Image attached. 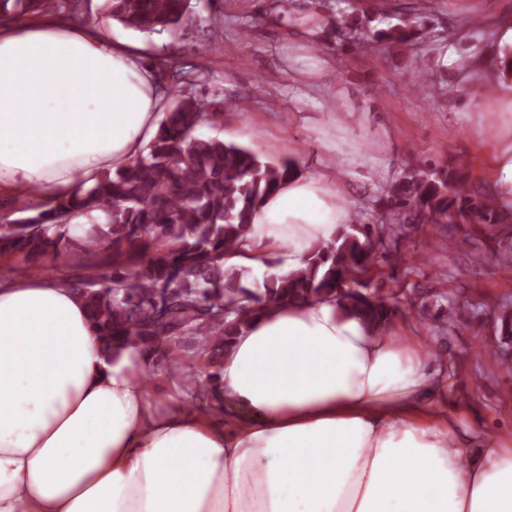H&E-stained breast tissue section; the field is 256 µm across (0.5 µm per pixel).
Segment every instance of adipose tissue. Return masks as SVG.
<instances>
[{"label": "adipose tissue", "instance_id": "obj_1", "mask_svg": "<svg viewBox=\"0 0 512 512\" xmlns=\"http://www.w3.org/2000/svg\"><path fill=\"white\" fill-rule=\"evenodd\" d=\"M479 75L501 128L490 191L512 212V16ZM161 106L132 42L57 19L0 26V198L52 202L126 166ZM342 196L325 176L282 183L242 245L247 266L301 267L349 223ZM430 357L410 327L283 302L236 335L201 407L180 352L146 385L149 353L106 351L71 288L0 279V512H512V448L458 432Z\"/></svg>", "mask_w": 512, "mask_h": 512}]
</instances>
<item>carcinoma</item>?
<instances>
[{
  "label": "carcinoma",
  "mask_w": 512,
  "mask_h": 512,
  "mask_svg": "<svg viewBox=\"0 0 512 512\" xmlns=\"http://www.w3.org/2000/svg\"><path fill=\"white\" fill-rule=\"evenodd\" d=\"M78 0H0V22L26 16H73ZM107 16L140 33L186 32L194 22L191 0H105ZM398 23L373 25L375 16L336 24L364 53L385 42L406 41L425 16L406 8ZM244 99L207 101L187 90L165 105L157 134L129 165L104 171L96 182L59 199L37 214L0 224V255H22L28 262L63 256L82 248L96 256L104 272L93 280L64 274L62 285L85 300L106 347L131 341L149 351L159 337L192 338L182 377L195 399L218 383L221 358L233 336L253 317L282 301L334 299L343 309L379 329L400 312L396 296L369 288L372 272L388 259L407 257L391 249L406 224H479L497 235L507 216L490 199L470 193L465 164L409 165L375 205L376 222L357 217L335 240L316 246L305 267L276 272L268 261L261 284L249 288V269L224 268L237 250L265 197L299 172L284 158L261 160L253 149L204 137L203 126L224 123V108L242 111ZM75 213L89 218L81 235L71 233Z\"/></svg>",
  "instance_id": "1"
}]
</instances>
